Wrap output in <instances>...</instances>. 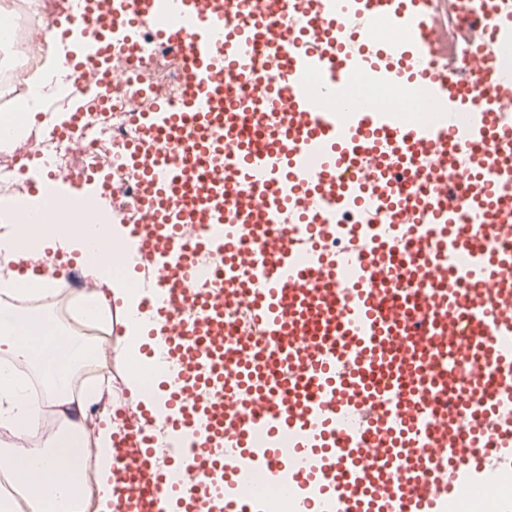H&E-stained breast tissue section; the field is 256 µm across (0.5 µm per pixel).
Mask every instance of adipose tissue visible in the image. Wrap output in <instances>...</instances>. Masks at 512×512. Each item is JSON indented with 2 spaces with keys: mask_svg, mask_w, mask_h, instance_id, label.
Instances as JSON below:
<instances>
[{
  "mask_svg": "<svg viewBox=\"0 0 512 512\" xmlns=\"http://www.w3.org/2000/svg\"><path fill=\"white\" fill-rule=\"evenodd\" d=\"M68 85L67 71L56 63L32 76L23 112L0 117L7 136L16 140L27 137L31 131L29 118L37 112L39 99L65 95ZM46 246L80 252L87 275L96 281L92 291L82 293L81 301L92 315L107 322L112 319L113 308H120L122 353L126 358L142 360L141 348L154 326L141 308L142 293L130 285L124 273L139 256L138 243L125 225L87 224L73 236L65 234L54 212L43 206L30 204L14 213L10 235L0 239V359L33 367L44 381L50 402L75 408L79 419L72 424L73 434L53 438L47 448L19 444L0 451V470L9 471L14 482L26 490L31 512H112V436L116 430L112 415L116 408L138 402L154 415H161L165 395L143 387L145 373L156 370L151 363L125 376L127 396L108 401L102 388L73 389L76 372L89 359L87 346L62 337L49 315L20 313L11 302L17 295L55 294L59 281L52 271L19 269L20 263L31 258L34 248ZM103 253L111 254L119 273L100 277L102 264L98 257ZM93 404L101 407L97 420L83 423L81 414ZM36 415L37 408L28 401L25 384L0 374V429L25 436L33 428ZM83 443L95 447V484L89 490L84 489L83 476L69 455L71 448Z\"/></svg>",
  "mask_w": 512,
  "mask_h": 512,
  "instance_id": "adipose-tissue-1",
  "label": "adipose tissue"
}]
</instances>
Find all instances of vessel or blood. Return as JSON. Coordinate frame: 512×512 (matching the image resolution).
Returning a JSON list of instances; mask_svg holds the SVG:
<instances>
[{
	"mask_svg": "<svg viewBox=\"0 0 512 512\" xmlns=\"http://www.w3.org/2000/svg\"><path fill=\"white\" fill-rule=\"evenodd\" d=\"M82 17L99 59L63 65L98 86L114 25L154 23L183 58L182 110L134 116V285L170 380L166 415L114 436L115 512H271L275 494L447 512L492 486V447H512V249L495 246L512 235V0H488L468 81L435 52L431 0H83ZM395 84L435 118L398 119ZM341 233L351 248L331 250ZM228 307L249 334L227 335Z\"/></svg>",
	"mask_w": 512,
	"mask_h": 512,
	"instance_id": "1",
	"label": "vessel or blood"
}]
</instances>
